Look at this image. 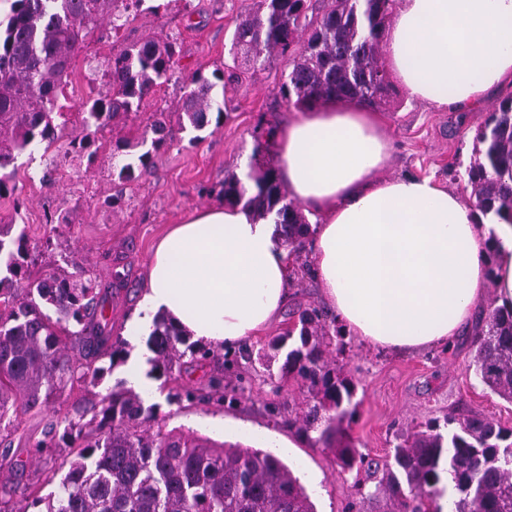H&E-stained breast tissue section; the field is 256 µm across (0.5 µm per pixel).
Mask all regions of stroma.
Returning a JSON list of instances; mask_svg holds the SVG:
<instances>
[{
  "instance_id": "1",
  "label": "stroma",
  "mask_w": 512,
  "mask_h": 512,
  "mask_svg": "<svg viewBox=\"0 0 512 512\" xmlns=\"http://www.w3.org/2000/svg\"><path fill=\"white\" fill-rule=\"evenodd\" d=\"M245 0H171L159 13H145L118 36L89 43L74 62L68 77L72 94L70 115L79 122L80 101L87 89L104 95L113 54L145 36H171L181 47L183 75L214 71L230 74L224 84V113L219 124L200 132L177 134L157 151L151 167L133 182L120 183L114 168L125 155L139 128L154 114H163L168 126H177L180 81L160 86L138 115L98 136L94 156L71 153L59 156L53 168V185L41 181L47 159L42 154L21 156L15 192L0 197V224H12L36 244L32 274L53 269L71 273L82 268V280L92 281L105 299L112 336H122L135 312L154 249L172 225L193 210L224 201V179L245 176L277 166L269 128L290 121L294 105L279 88L288 72L287 61L277 59L266 67L245 71L229 53L230 37ZM512 96V80L496 90L478 108L443 110L408 98L397 91V108L380 109L384 131L394 150L381 175L431 177L468 196L472 188L468 170L479 148L478 131L493 107ZM69 215V224L47 223V215ZM475 329L462 330L450 347L417 354H399L374 347L358 337L345 336L337 348L335 334L326 336L324 357L337 363L357 385L358 411L344 422V436L359 452L388 457L397 435L446 415L463 417L483 413L502 426L512 427V403L492 394L474 374ZM215 356L202 370L179 378L195 388L216 376L224 380L226 402L203 397L188 403L168 401L167 390L156 392L153 404L163 430H181L221 443H243L255 448L281 446L280 456L291 464L305 485L316 512H389V502L374 495L373 483L355 484L342 473L334 456L317 444V431L301 435L288 423L298 412L302 395L297 382L272 386L283 355L253 362H235L229 349L215 348ZM251 388L240 391V378ZM122 367L107 371L101 381L65 392L47 407L20 416L10 426L13 457L0 468V487L21 499L27 487L41 485L49 470L58 468L67 448L37 451L47 419L61 423L77 420V406L97 402L115 389H126ZM277 406L279 415L268 412Z\"/></svg>"
}]
</instances>
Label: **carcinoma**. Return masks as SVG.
<instances>
[{
    "mask_svg": "<svg viewBox=\"0 0 512 512\" xmlns=\"http://www.w3.org/2000/svg\"><path fill=\"white\" fill-rule=\"evenodd\" d=\"M9 4L0 19V195L12 192L17 156L29 146L44 152L85 151L99 129L119 117L140 112L156 88L179 67L174 40L146 37L112 56L109 94L83 99L79 125L70 127L58 101L73 61L104 17L119 30L143 12L145 0H0ZM396 0H328L318 17L310 0H251L231 37L233 59L264 67L274 57L289 60L280 93L295 106L329 98L370 108L392 105V82L380 56V39ZM224 74L209 79L189 76L177 102L179 130L201 131L224 103L213 90ZM174 136L156 118L144 126L136 145L150 149L128 154L117 166L118 179H138L151 154ZM483 158L468 171L477 207L485 216L512 224V98L489 113L479 134ZM254 192L235 175L224 179V201L243 204L264 218L276 213L284 240L302 243L305 216L275 169L249 176ZM12 225L0 224V420L46 405L74 387L77 380L98 381V362L125 361V342L111 339L110 318L90 281L66 273L39 278L28 274L33 246L24 235L9 238ZM300 330L289 328L271 338L267 348L285 351L281 377L299 379L307 388L306 408L294 418L307 433L325 421L316 442L334 455L342 472L377 477L376 492L392 512H438L434 496L443 475L453 495L448 512H512V429L481 413L446 420L447 433L435 424L414 431L394 446L381 463L347 443L336 445L349 414L356 385L339 367L324 360L322 346L330 324L324 309L299 307ZM78 327L67 329L69 324ZM185 337L158 317L150 335L156 352L148 376L170 380L184 356L202 364L214 351L178 346ZM475 375L493 394L512 401V310L495 309L475 337ZM94 434L70 458L48 496L28 493L15 508L0 498V512H316L293 470L270 451L239 444H208L192 433L153 430L155 413L144 409L129 390L103 396L89 409ZM83 427L57 433L46 424L35 447L56 448L59 437L81 435Z\"/></svg>",
    "mask_w": 512,
    "mask_h": 512,
    "instance_id": "carcinoma-1",
    "label": "carcinoma"
}]
</instances>
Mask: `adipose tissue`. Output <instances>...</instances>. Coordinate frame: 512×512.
<instances>
[{
    "label": "adipose tissue",
    "mask_w": 512,
    "mask_h": 512,
    "mask_svg": "<svg viewBox=\"0 0 512 512\" xmlns=\"http://www.w3.org/2000/svg\"><path fill=\"white\" fill-rule=\"evenodd\" d=\"M384 53L410 98L483 104L512 78V0H397ZM269 138L292 198L320 218L312 269L352 335L419 353L452 343L486 289L512 310V224L477 223L432 178H379L391 146L375 113L326 100ZM291 280L273 218L199 209L159 241L125 334L149 335L160 313L200 343L231 347L276 320Z\"/></svg>",
    "instance_id": "adipose-tissue-1"
}]
</instances>
